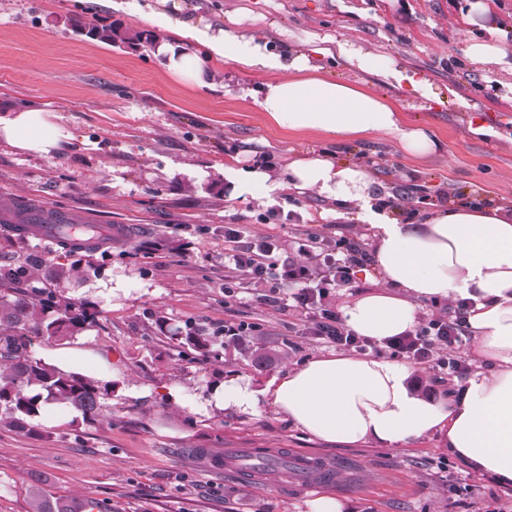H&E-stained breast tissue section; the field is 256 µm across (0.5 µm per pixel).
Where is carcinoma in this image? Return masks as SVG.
Instances as JSON below:
<instances>
[{"label":"carcinoma","mask_w":512,"mask_h":512,"mask_svg":"<svg viewBox=\"0 0 512 512\" xmlns=\"http://www.w3.org/2000/svg\"><path fill=\"white\" fill-rule=\"evenodd\" d=\"M71 25L89 39L111 45L129 46L157 45L159 35L155 32H128L101 22H87L81 17L71 19ZM35 205L19 202L14 205L9 224H41L31 212ZM87 237L81 228L63 235L60 242L61 257L69 259L82 250H93V245H78L72 237ZM78 272V261L68 264H53L51 278L61 285ZM15 274L0 272V426L19 431L33 428L31 420L45 406L65 405L91 421L103 417L109 410L113 383L71 370L61 369L31 354L34 339L63 341L92 325L99 314L97 308L87 302L59 303L54 301L51 291H43L44 297L12 294ZM30 512H86L89 499L84 496L56 497L41 486L29 491Z\"/></svg>","instance_id":"obj_1"}]
</instances>
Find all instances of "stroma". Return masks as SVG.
Masks as SVG:
<instances>
[{
	"instance_id": "stroma-1",
	"label": "stroma",
	"mask_w": 512,
	"mask_h": 512,
	"mask_svg": "<svg viewBox=\"0 0 512 512\" xmlns=\"http://www.w3.org/2000/svg\"><path fill=\"white\" fill-rule=\"evenodd\" d=\"M192 2L217 21L243 8L260 23L278 21L270 36L284 42L309 33L346 39L428 79L433 101L362 76L432 129L443 151L417 160L383 136L334 145L286 132L242 99L254 75L226 65L217 89L193 87L154 50L109 46L71 26L79 16L146 30L154 0H0V110L54 111L73 135L49 155L0 140V202H47L112 227L111 243L82 253L81 275L56 291L95 305L96 324L63 342L35 339L31 351L115 383L106 420L78 421L55 407L34 418V432L0 427V512H28L34 486L95 498L107 512H309V501L323 494L342 512H512V486L465 466L439 434L398 448L327 444L266 405L256 414L204 406L229 379L261 388L296 363L334 352L300 335L302 310L225 304V225H242L249 237L277 231L287 242L309 234L366 248L372 241L357 212L337 216L335 204L315 194L234 196L226 160L249 168L267 156L279 176L294 157L328 152L363 166L383 199L413 183L433 197L511 205L512 0H495L505 67L470 63L478 28L459 21L470 0ZM452 89L460 102L448 100ZM60 252L0 224V269L19 272L18 291L46 286ZM228 321L257 331L229 342ZM192 328L216 344L184 345ZM264 346L276 349L273 362L260 360ZM228 451L284 456L288 466L274 476L263 468L228 471ZM316 465L335 472V486L308 488Z\"/></svg>"
}]
</instances>
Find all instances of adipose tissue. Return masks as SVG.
Returning <instances> with one entry per match:
<instances>
[{
	"instance_id": "ef3b65f1",
	"label": "adipose tissue",
	"mask_w": 512,
	"mask_h": 512,
	"mask_svg": "<svg viewBox=\"0 0 512 512\" xmlns=\"http://www.w3.org/2000/svg\"><path fill=\"white\" fill-rule=\"evenodd\" d=\"M187 9L185 0H157L148 20L202 42L212 59L259 76L260 84L244 95L277 127L318 133L334 143L390 137L420 159L439 153V140L411 122L396 102L359 82L334 78L324 65L342 61L431 100L435 94L427 80L339 38L310 35L284 52L265 32L249 27L247 13L224 25ZM156 53L187 82L215 84V71L178 44L161 43ZM71 137L51 111L26 106L0 113V140L19 150L47 155ZM285 174L288 190L317 194L335 202L340 213L371 196L364 167L335 163L325 153L294 158ZM373 240L382 285L342 306L345 324L380 343L414 331L424 303L467 299L468 330L482 369L437 401L420 391L407 364L340 353L291 367L262 394L250 382L230 381L213 391L209 406L254 414L264 398L326 443L372 439L396 448L440 430L450 452L466 466L512 484V209L488 204L438 208L420 224L376 225Z\"/></svg>"
}]
</instances>
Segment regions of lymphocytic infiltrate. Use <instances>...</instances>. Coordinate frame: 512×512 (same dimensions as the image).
<instances>
[{
  "label": "lymphocytic infiltrate",
  "mask_w": 512,
  "mask_h": 512,
  "mask_svg": "<svg viewBox=\"0 0 512 512\" xmlns=\"http://www.w3.org/2000/svg\"><path fill=\"white\" fill-rule=\"evenodd\" d=\"M297 256L281 259L283 240L268 233L251 239L243 238L236 225L224 227V295L237 298L240 289H264V302L280 309L297 307L305 312L301 333L321 343L359 353L377 352L385 348L390 357L417 364H429L459 377L470 370L466 358L458 355L467 334V301L450 307L447 314L424 318L416 330L377 345L348 329L339 313L331 308L328 298L333 290L358 287L357 268L365 255L358 249L337 241L334 248L322 249L317 238L294 241ZM288 296H281L283 287Z\"/></svg>",
  "instance_id": "f902f5d3"
}]
</instances>
